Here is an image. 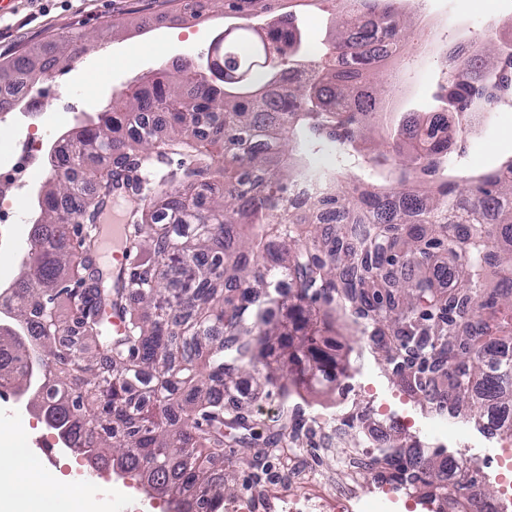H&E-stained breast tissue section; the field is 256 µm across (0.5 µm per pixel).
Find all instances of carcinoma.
I'll list each match as a JSON object with an SVG mask.
<instances>
[{
	"mask_svg": "<svg viewBox=\"0 0 512 512\" xmlns=\"http://www.w3.org/2000/svg\"><path fill=\"white\" fill-rule=\"evenodd\" d=\"M334 40L306 51L284 0H224L243 23L224 30V77L213 79L186 59L112 97L98 122L63 136L51 169L81 172L53 179L32 225L36 262L15 284L16 320L28 343L0 333V371L18 382L24 362L71 365L79 336L98 344L108 365L87 363L79 382L94 403L60 378L47 377L38 402L59 425L76 428L75 447L97 462L146 479L171 499L206 486L197 512H215L224 475L210 470L224 427L249 430L241 413V374L263 366L282 402L322 372L316 336L340 317L390 353L399 385L439 412L465 414L479 391L512 405V355L490 348L512 334V160L477 178L448 177V138L435 135L449 112H490L512 102V48L488 39L466 55H448L452 79L437 85L431 116L408 112L397 137L376 144L371 119L392 92L370 59L408 44L411 21L399 0H332ZM269 17L248 23L252 11ZM86 35L59 36L73 60ZM351 54L336 68V53ZM54 55L22 54L0 63L20 82L53 68ZM329 150L335 167H319ZM182 157L170 189L145 191L143 169ZM354 160L389 192H357ZM126 185L141 190L133 224L136 261L112 280L93 261L91 232L105 200ZM314 186L301 214L288 190ZM336 209L323 228L318 212ZM285 280L289 292L278 293ZM80 293L82 306L43 333L44 306ZM125 318L114 336L104 309ZM305 330L303 356H270L271 337L288 340V318ZM394 477L434 481L418 455Z\"/></svg>",
	"mask_w": 512,
	"mask_h": 512,
	"instance_id": "1",
	"label": "carcinoma"
}]
</instances>
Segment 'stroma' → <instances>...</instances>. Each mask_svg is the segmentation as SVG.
<instances>
[{
	"label": "stroma",
	"mask_w": 512,
	"mask_h": 512,
	"mask_svg": "<svg viewBox=\"0 0 512 512\" xmlns=\"http://www.w3.org/2000/svg\"><path fill=\"white\" fill-rule=\"evenodd\" d=\"M201 17H181L180 0H11L0 9V61L24 52L41 51L48 41L68 32L87 35L91 46L78 60L49 72L33 86L40 119L36 132L49 139L77 128L104 112L112 95L127 84L149 80L160 67L207 52L228 20L220 0H199ZM412 20L427 17V27L415 28L411 42L427 46V54L405 59L401 82L392 98V112L434 111L433 94L441 79L437 54L441 49L472 42L475 30L496 29L512 42V0H406ZM140 47L139 63L122 56ZM96 62L100 80L87 87L77 80L88 62ZM512 159V104L500 103L485 129L468 135L457 174L465 178L496 168ZM334 344L344 368L345 387L315 385L302 392L298 431L283 429V409L272 387L244 400L243 409L255 438L250 452L225 449L219 462L224 471V512H248L253 495L262 489L287 490L299 496L298 475L335 471L354 450L372 453L377 436L396 445L407 457L409 444L428 447L429 462L463 461L465 481L485 495L500 489L499 459L503 437L483 421L451 418L431 411L428 403L402 391L384 354L364 336L336 322L319 335ZM277 445H269V436ZM54 474L61 483H87L94 490L95 512H116L110 485L97 478L85 458L68 452ZM365 491L351 512H426L423 498L431 491L421 484L413 492L378 488L372 473L362 477Z\"/></svg>",
	"instance_id": "1"
}]
</instances>
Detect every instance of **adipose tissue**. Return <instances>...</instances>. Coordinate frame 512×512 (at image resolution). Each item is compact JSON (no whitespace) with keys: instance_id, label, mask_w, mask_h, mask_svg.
Returning a JSON list of instances; mask_svg holds the SVG:
<instances>
[{"instance_id":"1","label":"adipose tissue","mask_w":512,"mask_h":512,"mask_svg":"<svg viewBox=\"0 0 512 512\" xmlns=\"http://www.w3.org/2000/svg\"><path fill=\"white\" fill-rule=\"evenodd\" d=\"M90 497V487L58 485L24 449L0 446V512H76Z\"/></svg>"}]
</instances>
